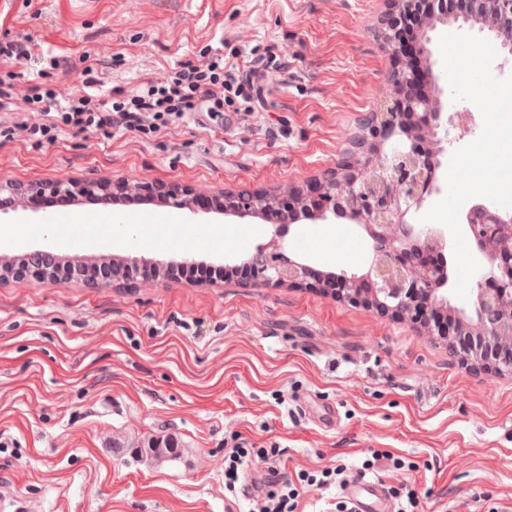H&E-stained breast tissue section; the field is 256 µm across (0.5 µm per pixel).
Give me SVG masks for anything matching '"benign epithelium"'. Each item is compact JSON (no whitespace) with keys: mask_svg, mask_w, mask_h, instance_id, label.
I'll return each mask as SVG.
<instances>
[{"mask_svg":"<svg viewBox=\"0 0 512 512\" xmlns=\"http://www.w3.org/2000/svg\"><path fill=\"white\" fill-rule=\"evenodd\" d=\"M395 16H415L421 39L413 56L431 59L427 32L439 23L462 22L495 32L503 39L512 60V0H392ZM381 41L395 59L389 75L392 103L359 120V132L349 148L316 179L302 188L284 190H224L212 195L195 193L177 184L103 181L81 185L53 179L30 185L1 182L10 207L33 210L47 195L70 196L80 192L103 198L124 191L163 197L165 203L193 213L201 208L226 217H257L272 223L273 238L255 246L246 265L249 285L266 288H318L352 305H363L400 321L417 324L427 335L447 342L465 367L494 376H512V215L486 204L473 205L466 214L467 233L487 264L498 275L483 271L473 288L468 308L448 306V276L439 263L450 246V235L441 228L405 220L420 210L427 197L441 190L437 185L438 159L443 151L439 131L444 127L440 95L430 98L415 92L420 79L439 85L434 70L424 74L409 65L405 53L388 27ZM306 213L322 224L345 218L361 225L373 242V254L363 275L334 274L319 279L310 265L288 256L283 244L291 218ZM124 279L87 281L91 288L131 284L144 269L156 268L146 259L128 262L123 256ZM158 269V268H156ZM171 275L173 268L158 269ZM36 281L59 283L56 275L40 276L29 270L13 272L0 283Z\"/></svg>","mask_w":512,"mask_h":512,"instance_id":"benign-epithelium-1","label":"benign epithelium"}]
</instances>
